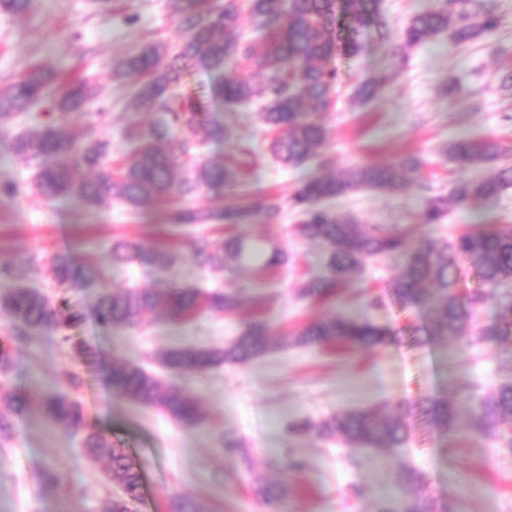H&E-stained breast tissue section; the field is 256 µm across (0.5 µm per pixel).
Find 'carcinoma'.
<instances>
[{"label": "carcinoma", "instance_id": "obj_1", "mask_svg": "<svg viewBox=\"0 0 512 512\" xmlns=\"http://www.w3.org/2000/svg\"><path fill=\"white\" fill-rule=\"evenodd\" d=\"M169 14L178 20L184 33L176 47L163 41L147 40L138 51L117 61L111 80L134 87L133 102L141 112L152 114L147 127L128 122L121 128L124 148L117 164H112V143L94 135L95 123L82 131L70 123V115L82 112L100 90L87 81L54 67L36 66L16 82L0 87V127L38 103L49 105L51 119L33 126L9 142L30 171L32 186L47 200L76 197L90 207L110 199L129 211L160 212L162 222L140 240L112 241V265H136L152 274L175 263L178 251L168 243L188 226L200 231L190 241L194 261L201 267L224 268L252 265L269 269L286 261L279 250H267L264 243L238 231L261 220L272 224L281 209L269 204L261 209L233 196H224L235 183L242 162L200 159L201 149L219 129L198 99L185 91L189 70L203 68L221 74L211 88V96L228 106L250 102L260 105V121L270 131H278L270 143L273 154L290 167L318 160L315 172L305 176L289 198L298 210L299 236L323 245L320 269L300 286V295L324 302L335 296L352 273L366 260L401 254V272L387 285L383 295L369 299L382 308L392 303L420 313L418 332L425 340L454 338L503 342L512 336V304L500 307L497 317L477 327V317L491 291L512 283V227L474 224L450 240L411 241L412 228L381 224H359L351 213H337L327 202L357 191L387 195L404 192L418 178L423 160L409 154L386 164H359L331 174L324 171L333 161L323 148L330 130L312 113L328 108L330 94L338 84V71L331 66L340 52L353 56L361 49L362 30L378 33L391 59L389 70L354 91L362 103L376 98L392 75L404 69L408 50L448 33L455 45L485 39L496 31L499 18L492 0H435L432 7L414 15L395 33L381 0H250L254 35L248 36L240 24L237 0L224 5L209 0H167ZM257 64L268 73L266 81L254 83L239 69ZM179 140V156L167 145ZM448 159L465 168L496 167L489 177L460 178L451 182L448 193L426 199L420 214L422 224H442L448 203L470 207L495 202L512 186V165L504 162L501 144L489 137L448 142ZM204 190L225 197L218 211L191 209L183 201ZM33 272L56 288L67 286L75 277L94 282L100 270L88 259L80 265L70 255L54 253L33 267ZM252 299V286L240 285L227 293L204 291L192 283L159 281L153 288L128 286L103 294L96 317L104 329H135L146 312L157 309L179 320L206 310L224 314L238 310ZM8 315L7 341L0 343V371H7L13 349L34 334H50L65 347L73 346L71 331L83 321V313L60 295L49 296L39 288L15 286L0 300ZM388 326L340 311L283 333V347L321 346L342 343L373 350L394 340ZM273 349L270 325L260 319L246 324L234 340L222 347L191 344L164 349L157 354L168 378H159L134 362L112 365L109 386L112 395L132 403L153 407L184 428L203 421L195 401L179 381L206 373L225 363L247 364ZM80 381L70 371L58 377L57 388L43 393L42 414L62 432L77 434L90 460L104 464L109 487L117 488L101 504V512H134L141 499V474L124 449L91 422L82 404L72 396ZM459 402L425 395L412 402L406 413L354 410L319 422L301 420L291 425L297 434L314 433L321 439L340 440L351 448L396 451L411 435L406 417L412 416L424 428L450 434L457 430L461 415L468 416L480 436L506 448L512 447V384L477 397L468 385L462 386ZM8 411L0 409V438L13 430V416L27 403L13 396ZM418 474L408 468L399 473L404 491L400 512H446L436 501H421L413 494ZM259 497L276 504L288 493L283 483L261 485Z\"/></svg>", "mask_w": 512, "mask_h": 512}]
</instances>
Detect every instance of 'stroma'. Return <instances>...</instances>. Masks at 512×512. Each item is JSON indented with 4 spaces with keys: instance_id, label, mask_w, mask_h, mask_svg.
Returning <instances> with one entry per match:
<instances>
[{
    "instance_id": "obj_1",
    "label": "stroma",
    "mask_w": 512,
    "mask_h": 512,
    "mask_svg": "<svg viewBox=\"0 0 512 512\" xmlns=\"http://www.w3.org/2000/svg\"><path fill=\"white\" fill-rule=\"evenodd\" d=\"M497 4L500 22L491 39L457 46L443 35L415 47L408 67L366 104L355 101L353 93L385 69L383 46L369 30L361 36L360 54L336 55L332 64L339 82L333 103L317 115L331 131L325 153L340 168L386 164L411 153L425 162L420 184L397 196L356 192L333 201L337 212L353 213L363 224H410L418 238L448 239L479 223L512 227V188L481 208L449 204L446 223L419 221L421 185L445 192L452 179L464 174L442 155L449 140L500 139L512 163V96L499 89L500 75L512 69V0ZM181 37L166 0H110L104 9L98 0H35L28 13L0 12V86L35 65H59L101 89L85 112L72 115V124L84 126L87 113H103L96 133L115 141L121 125L130 120L145 125L151 116L135 110L129 89L110 81L111 66L143 40L175 43ZM216 112L231 134L210 141L205 158L221 160L237 154L240 145H252L254 155L236 190L253 203L281 207L277 223L245 227L251 236L285 252L286 263L272 270L244 268L232 276L202 268L186 244L174 265L155 274L134 265L115 269L108 257L113 239L141 238L154 214L135 215L110 200L97 207L71 197L43 200L31 190L20 159L0 142V184L16 188L12 202L0 205V264H12L15 282L26 285L37 282L32 262L53 252H68L78 262L93 255L103 266L95 283L69 286L71 299L84 314L75 330L79 349L63 348L55 336L40 334L17 346L10 369L0 373V394H21L30 401L28 410L16 417L11 437L0 440V512L100 510L108 492L102 464L90 461L79 439L61 433L37 408L41 395L66 368L83 381L77 397L88 419L125 449L142 474L136 512H170L175 496L193 498L200 512H378L386 501L398 498L397 473L403 467L419 474V495L446 503L448 512H512V448L480 437L468 419L445 437L416 431L394 452L289 433V425L297 421L317 422L358 409L394 411L426 394L455 401L462 383L479 395L512 383V343L450 340L424 345L413 334L417 313L370 308L368 298L382 293L400 272V255L367 261L335 307L302 298L299 285L317 270L323 248L297 234L288 198L312 167L279 164L257 106H220ZM158 280L227 291L251 281L256 290L252 302L230 315L202 314L183 322L155 312L145 314L135 330L98 327L94 309L102 294L128 285L148 288ZM335 309L389 325L397 333L395 343L373 351L276 348L249 364H227L183 380L182 388L205 415L192 429L155 409L115 398L109 389L113 363L134 361L158 374L162 368L156 355L163 349L186 343L224 345L255 317L265 319L274 333L290 332ZM227 434L237 438L241 455L225 457L221 439ZM290 460L302 461V469L286 471ZM50 464L60 473L54 487L39 480ZM280 481L288 485L281 503L269 505L256 496L257 486ZM357 486L366 488V496L354 495Z\"/></svg>"
}]
</instances>
